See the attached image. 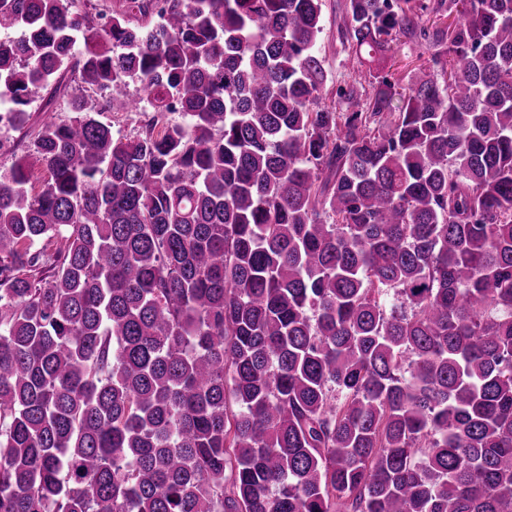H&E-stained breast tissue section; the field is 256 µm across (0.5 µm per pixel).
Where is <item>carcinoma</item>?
<instances>
[{
	"label": "carcinoma",
	"mask_w": 512,
	"mask_h": 512,
	"mask_svg": "<svg viewBox=\"0 0 512 512\" xmlns=\"http://www.w3.org/2000/svg\"><path fill=\"white\" fill-rule=\"evenodd\" d=\"M345 8L0 0V512H512V0ZM324 33L320 42V52L325 59V67L332 82L327 84L325 97L328 100L335 97L336 88L350 81V76L355 75V69L358 67L356 75L360 74L359 80L366 87L367 92H371L364 75H366L367 66H360L351 59L347 51H344L339 40L338 28L343 25V4L345 0H323ZM398 42L392 45L391 54L393 56L394 66L390 68L392 74V80L400 87H407L410 83L411 78L416 72L423 59L428 56L424 54L421 59L419 58L420 53L423 50L416 44L409 42L408 40ZM139 112H104L100 117L103 121H111L114 132L120 135H136L139 126Z\"/></svg>",
	"instance_id": "1"
}]
</instances>
